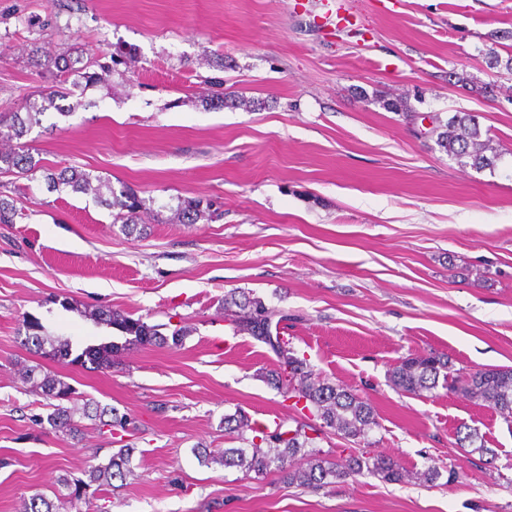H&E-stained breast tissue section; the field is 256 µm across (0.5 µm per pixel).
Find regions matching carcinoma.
Returning a JSON list of instances; mask_svg holds the SVG:
<instances>
[{
    "mask_svg": "<svg viewBox=\"0 0 512 512\" xmlns=\"http://www.w3.org/2000/svg\"><path fill=\"white\" fill-rule=\"evenodd\" d=\"M47 71L53 77V85L41 91L37 97L30 98L23 111L0 112V142L19 140L28 131L41 124V116L53 108L60 114L71 113L72 107L58 104L73 95L66 87L71 75L76 73L74 62L59 54L47 56ZM80 78L88 87L103 84L104 76L111 69L93 59L82 66ZM433 127L430 134L436 137V144L448 155L460 163L477 170L493 169L501 154L491 144L490 139L482 138L477 115L470 112H457L447 120L432 117ZM20 174L30 180L42 173L51 188L65 186L75 193L91 194L105 207L114 210L112 223L122 224L126 230L137 227L140 214L152 211L154 200L145 198L131 189L118 192L112 189L109 181L84 171L69 167L56 168L44 166L23 147L0 148V171ZM211 204L200 198L179 197L174 218L188 224H194L201 217L213 216ZM18 214L14 199L0 194V224H11ZM224 311L227 320L236 333H245L264 344L276 356L275 367L262 373L267 383L273 385L288 400L295 399L292 408L301 420L295 421V428L286 426L283 421L274 427H258L249 421L243 413L224 417L225 427L242 435L246 431L253 433L247 440V448H226L218 454L207 448L196 449V455L205 464L219 462L226 468H239L245 473L258 475L274 468L281 478L290 485L318 489L333 482L344 480L366 470L388 482H399L407 474L390 457L384 455L363 456L349 453L331 461L320 450L312 447L314 438L307 431H318L309 424L314 418L321 421V427L347 440H357L367 436L378 426L372 405L352 391L336 383L319 379L313 375L306 360L296 356L288 348V342L280 338V325L288 320V314L267 307L259 298L244 291L232 290L224 296ZM88 316L96 323L109 326L123 336L122 343L110 342L98 346H87L78 354H73L67 340L54 339L45 334L44 326L35 318L26 320L28 333L24 344L33 347L35 353L44 358L65 365L79 364L90 366L93 370H109L114 357L129 346L143 348L161 347L168 342H183L188 335L186 330L175 329L167 336L159 324H149L143 318H135L129 312L100 306L88 311ZM453 371L448 358L434 353L411 355L402 358L391 368L389 379L392 385L402 392L419 394L443 387L450 391H459L467 399L480 402L495 410L505 421L512 422V369H484L465 375L456 374L453 383H448V374ZM24 378L30 390L48 400L51 412L37 415L40 427L48 426L55 432L75 436L80 424L75 420L83 418L99 420L104 426L114 430H124L129 425V417L119 414L115 409H106L99 404L83 398L77 389L60 378L43 370L40 364L26 369ZM109 420H104L105 416ZM134 449L120 448L114 452L107 463L85 471L86 479H69L64 476L61 484L74 485L73 501L86 498L92 485L112 486V481L124 480L132 472ZM305 459V464L292 467L296 457ZM24 512H56L53 502L42 495L32 496L24 505Z\"/></svg>",
    "mask_w": 512,
    "mask_h": 512,
    "instance_id": "cac0c4a2",
    "label": "carcinoma"
}]
</instances>
